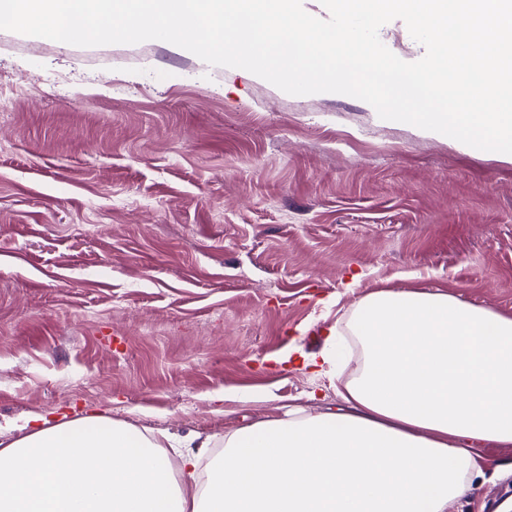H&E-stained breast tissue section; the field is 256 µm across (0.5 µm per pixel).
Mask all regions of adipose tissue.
Segmentation results:
<instances>
[{
	"label": "adipose tissue",
	"mask_w": 512,
	"mask_h": 512,
	"mask_svg": "<svg viewBox=\"0 0 512 512\" xmlns=\"http://www.w3.org/2000/svg\"><path fill=\"white\" fill-rule=\"evenodd\" d=\"M349 331L363 360L305 365L338 411L236 430L205 483L181 488L153 438L97 417L0 420V512H451L478 445L512 447V316L440 290L379 289Z\"/></svg>",
	"instance_id": "ef3b65f1"
}]
</instances>
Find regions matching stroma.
<instances>
[{"instance_id":"1","label":"stroma","mask_w":512,"mask_h":512,"mask_svg":"<svg viewBox=\"0 0 512 512\" xmlns=\"http://www.w3.org/2000/svg\"><path fill=\"white\" fill-rule=\"evenodd\" d=\"M0 420L95 414L216 456L290 405L293 368L380 288L512 315V157L286 94L159 40L0 30ZM452 512H512V447Z\"/></svg>"}]
</instances>
